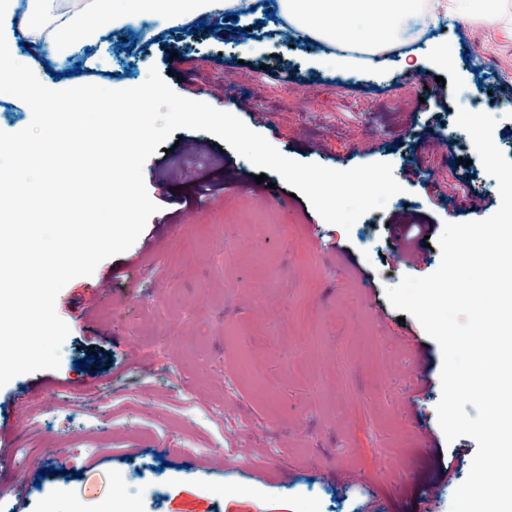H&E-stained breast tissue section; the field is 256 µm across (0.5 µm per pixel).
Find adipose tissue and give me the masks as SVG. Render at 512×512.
I'll return each instance as SVG.
<instances>
[{
	"label": "adipose tissue",
	"instance_id": "obj_1",
	"mask_svg": "<svg viewBox=\"0 0 512 512\" xmlns=\"http://www.w3.org/2000/svg\"><path fill=\"white\" fill-rule=\"evenodd\" d=\"M212 0H86L79 11L55 13L37 21L49 0H28L25 31L67 52L77 37L91 39L122 25L128 10L161 14L176 21L208 10ZM281 16L307 40L338 47L332 62L354 66V54L374 56L400 42V26L428 18L437 25L446 14L503 31L512 37V0H277Z\"/></svg>",
	"mask_w": 512,
	"mask_h": 512
}]
</instances>
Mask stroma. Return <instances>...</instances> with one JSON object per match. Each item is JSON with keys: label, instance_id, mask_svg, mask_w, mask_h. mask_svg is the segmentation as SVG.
<instances>
[{"label": "stroma", "instance_id": "35a3bbf8", "mask_svg": "<svg viewBox=\"0 0 512 512\" xmlns=\"http://www.w3.org/2000/svg\"><path fill=\"white\" fill-rule=\"evenodd\" d=\"M25 10L19 0L0 27L48 88L91 82L73 75L77 64L100 69L92 82L110 89L142 84L154 66L179 95L232 105L283 156L338 170L386 162L403 191L347 231L277 173L257 183V168L220 138L174 131L143 167L158 210L138 240L56 298L70 329L59 369L0 388V432L14 444L0 512H450L477 445L446 441L440 348L385 289L438 269L444 223L498 210L497 181L456 117L462 108L496 117L494 142L512 160V107L472 92L512 95V39L444 18L380 53L376 67L340 70L331 46L303 43L279 16L225 15L210 31L132 13L60 56L28 42ZM436 36L454 65L415 84L406 62L427 56ZM162 38L175 54L168 65ZM199 150L218 160L224 194L180 212L174 199L197 192L183 169ZM406 224L432 227L413 268L395 249ZM130 262L136 278L121 305L97 297L112 268ZM22 403L31 420L17 428ZM32 456L43 472L27 471ZM219 456L221 474L210 468Z\"/></svg>", "mask_w": 512, "mask_h": 512}]
</instances>
